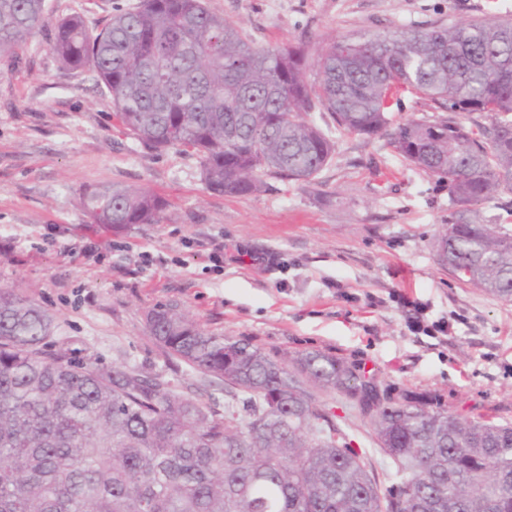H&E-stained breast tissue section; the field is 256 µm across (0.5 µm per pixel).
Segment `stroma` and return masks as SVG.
I'll return each mask as SVG.
<instances>
[{
  "label": "stroma",
  "mask_w": 512,
  "mask_h": 512,
  "mask_svg": "<svg viewBox=\"0 0 512 512\" xmlns=\"http://www.w3.org/2000/svg\"><path fill=\"white\" fill-rule=\"evenodd\" d=\"M114 0H45L56 21L102 24ZM254 43L304 44L308 79L333 41L401 28L512 17V0H206ZM43 29L0 62V286L44 309L51 348L80 362L137 366L188 396L223 403L224 385L165 356L145 314L168 301L216 335L288 359L319 350L355 362L380 385L442 394L449 409L512 420V302L455 281L433 242L448 222V188L403 161L387 138L337 129L313 183L269 180L244 197L209 192L194 156L156 154L115 128L91 70L66 68ZM152 190L160 223H92L84 190ZM266 263L238 262L241 253ZM424 308L423 329L407 302ZM447 333L432 331L435 322ZM316 399L365 451L380 483L393 471L357 409L334 392Z\"/></svg>",
  "instance_id": "stroma-1"
}]
</instances>
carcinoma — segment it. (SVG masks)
<instances>
[{"label": "carcinoma", "mask_w": 512, "mask_h": 512, "mask_svg": "<svg viewBox=\"0 0 512 512\" xmlns=\"http://www.w3.org/2000/svg\"><path fill=\"white\" fill-rule=\"evenodd\" d=\"M47 24L44 0H0V61ZM50 47L68 68L96 73L122 134L196 156L215 194L251 195L266 177L312 182L335 152L313 112L366 138L388 135L405 161L448 185L435 245L448 271L512 301V224L481 209L512 194L511 20L343 38L321 56L314 84L301 45L255 46L204 0L117 5L94 33L62 18ZM405 92L448 116L389 127ZM475 112L492 122L455 118ZM82 206L93 223L124 229L159 223L166 201L112 185L84 191ZM145 321L165 354L224 382V407L159 373L46 349L51 317L0 287V512H512V422L382 387L321 351L289 365L205 331L175 302ZM308 384L369 421L395 467L389 486Z\"/></svg>", "instance_id": "carcinoma-1"}]
</instances>
